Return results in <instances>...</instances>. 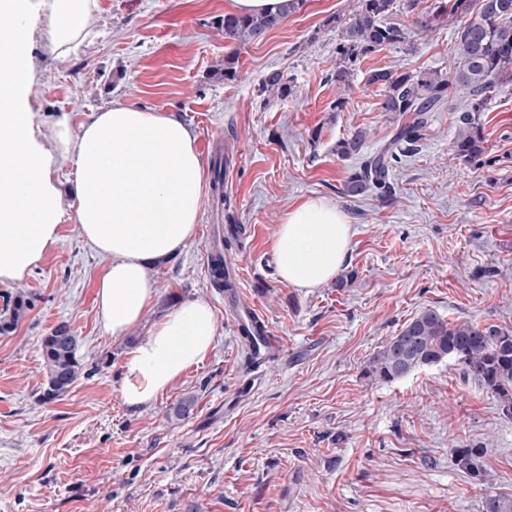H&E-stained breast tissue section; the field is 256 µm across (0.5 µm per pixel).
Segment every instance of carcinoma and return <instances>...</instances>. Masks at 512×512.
Listing matches in <instances>:
<instances>
[{
    "mask_svg": "<svg viewBox=\"0 0 512 512\" xmlns=\"http://www.w3.org/2000/svg\"><path fill=\"white\" fill-rule=\"evenodd\" d=\"M306 0H286L276 14H224V38L249 43L300 11ZM397 0H356L353 12L334 15L326 25L336 30V67L331 80L339 91L351 88L360 60L388 46L405 42L408 29L391 21ZM435 11L420 21L430 29L445 20L458 21L457 65L450 76L437 71L399 73L379 68L366 73L369 85L383 88L380 111L399 121L388 138L374 148H366L367 132L356 130L336 142V154L355 160L347 172L340 193L347 196L374 195L380 200L392 196L391 175L405 158L415 154L434 135L433 113L443 109L454 113L456 131L450 150L470 163L483 156L482 112L492 89L512 83V0H440ZM263 89L279 97L290 93L288 80L280 71L268 73ZM214 284L231 291L234 283L227 275L224 253L212 268ZM29 307L22 296L15 298L10 316L0 319V333L12 330ZM77 338L66 322L53 327L41 342L47 369L42 400L50 402L67 395L80 379L82 365L77 358ZM444 361L455 363L460 374L495 396L499 410L512 417V325L450 322L436 311L426 309L410 319L369 361L367 373L391 382L411 372ZM196 405L193 395L181 397L171 408L178 418H186ZM484 447L469 444L453 449L455 464L473 484L488 483ZM483 512H512V496L488 494Z\"/></svg>",
    "mask_w": 512,
    "mask_h": 512,
    "instance_id": "obj_1",
    "label": "carcinoma"
}]
</instances>
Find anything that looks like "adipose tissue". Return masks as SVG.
Listing matches in <instances>:
<instances>
[{
	"label": "adipose tissue",
	"mask_w": 512,
	"mask_h": 512,
	"mask_svg": "<svg viewBox=\"0 0 512 512\" xmlns=\"http://www.w3.org/2000/svg\"><path fill=\"white\" fill-rule=\"evenodd\" d=\"M92 0H30L61 53L88 34ZM18 0H0V281L20 280L42 262L60 234L61 194L54 171L75 173V222L84 241L111 262L96 282L97 315L112 336H126L152 306L153 265L194 236L205 184L196 138L170 112L121 103L73 125L62 114L35 122L28 37L8 17ZM53 149H46V142ZM351 238L335 205L311 198L279 224L273 250L283 281L318 288L342 267ZM214 310L199 299L170 310L126 351L123 402L139 409L165 395L210 352Z\"/></svg>",
	"instance_id": "ef3b65f1"
}]
</instances>
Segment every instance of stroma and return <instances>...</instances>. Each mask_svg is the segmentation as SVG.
Returning <instances> with one entry per match:
<instances>
[{"instance_id":"35a3bbf8","label":"stroma","mask_w":512,"mask_h":512,"mask_svg":"<svg viewBox=\"0 0 512 512\" xmlns=\"http://www.w3.org/2000/svg\"><path fill=\"white\" fill-rule=\"evenodd\" d=\"M435 0L394 22L407 42L361 60L350 91L330 80L337 36L326 20L355 0H306L262 40L234 45L218 26L226 0H94L92 37L68 55L29 14L38 123H74L121 102L171 112L193 131L203 163L232 145L224 177L242 266L240 306L265 317L278 342L252 364L224 294L204 266L212 201L203 198L194 237L152 270L157 300L124 338L99 323L95 285L107 264L81 238L71 165L59 240L23 279L0 282V317L17 296L30 302L0 334V512H481L484 491L512 495V418L490 392L443 363L383 382L365 373L385 341L424 309L450 320L512 324V85L482 114L486 152L466 164L450 150L453 115L396 167L393 199L348 197L352 162L335 145L392 130L380 87L366 72L452 73L454 26L423 32ZM237 75L225 80V56ZM283 72L288 97L265 93ZM343 109H336L338 97ZM310 197L334 204L352 226L344 287L311 290L280 280L272 251L284 215ZM201 299L214 309V349L162 398L131 410L121 398L127 349L169 309ZM75 332L83 374L61 399L43 402V336L60 322ZM195 395L188 418L170 416ZM483 443L492 479L475 487L454 448Z\"/></svg>"}]
</instances>
